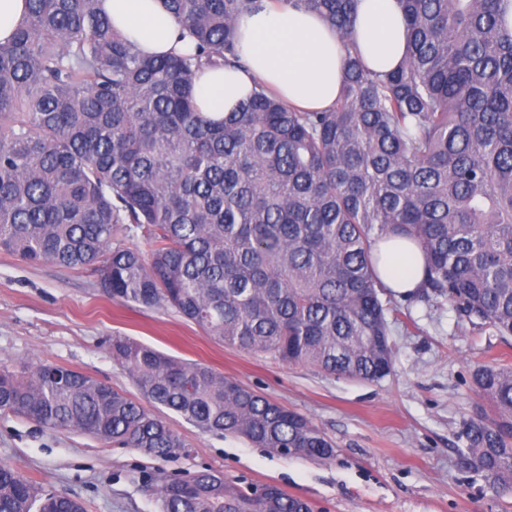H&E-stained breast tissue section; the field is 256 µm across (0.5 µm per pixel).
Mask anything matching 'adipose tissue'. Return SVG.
<instances>
[{"label": "adipose tissue", "mask_w": 512, "mask_h": 512, "mask_svg": "<svg viewBox=\"0 0 512 512\" xmlns=\"http://www.w3.org/2000/svg\"><path fill=\"white\" fill-rule=\"evenodd\" d=\"M100 7L145 54H190L194 40L162 0H100ZM242 67L204 69L195 83L200 112L219 120L236 111L258 86L277 90L286 103L305 110L331 108L340 91L345 53L335 28L318 14L278 0H257L236 24ZM354 38L366 65L377 72L396 68L406 54V25L397 0H358ZM378 272L394 292L407 294L423 279L424 256L407 239L379 244Z\"/></svg>", "instance_id": "1"}]
</instances>
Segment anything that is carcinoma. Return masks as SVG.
Instances as JSON below:
<instances>
[{"label": "carcinoma", "instance_id": "1", "mask_svg": "<svg viewBox=\"0 0 512 512\" xmlns=\"http://www.w3.org/2000/svg\"><path fill=\"white\" fill-rule=\"evenodd\" d=\"M254 0H164L194 53H139L99 0H25L0 44V249L29 264L91 266L110 298L172 308L219 344L377 382L392 371L377 244L425 257L421 287L463 324L512 336V28L507 0H399L407 50L377 73L352 39L358 0H282L336 28L346 65L323 111L259 89L215 121L205 67L239 63ZM134 228L149 252L128 246ZM144 406L79 371L0 370V411L167 457L155 414L276 454L329 460L305 417L202 363L112 337ZM495 416L463 422L460 464L512 492V368L480 365ZM160 512H313L276 485L246 494L209 469L147 485ZM83 512L0 466V512Z\"/></svg>", "mask_w": 512, "mask_h": 512}]
</instances>
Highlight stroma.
<instances>
[{
    "mask_svg": "<svg viewBox=\"0 0 512 512\" xmlns=\"http://www.w3.org/2000/svg\"><path fill=\"white\" fill-rule=\"evenodd\" d=\"M381 299L393 368L365 382L216 344L173 309L113 301L93 268L31 265L0 250V368L57 364L136 399L130 375L112 357L113 337L127 336L263 393L336 445L328 461L278 455L202 432L162 408L159 416L183 447L158 458L0 412V465L78 499L85 512H159L146 485L203 469L246 491L278 485L308 499L314 512H512V494L492 495L458 457L463 421L492 413L472 373L482 364L512 367V337L458 325L447 300L419 291H386Z\"/></svg>",
    "mask_w": 512,
    "mask_h": 512,
    "instance_id": "obj_1",
    "label": "stroma"
}]
</instances>
